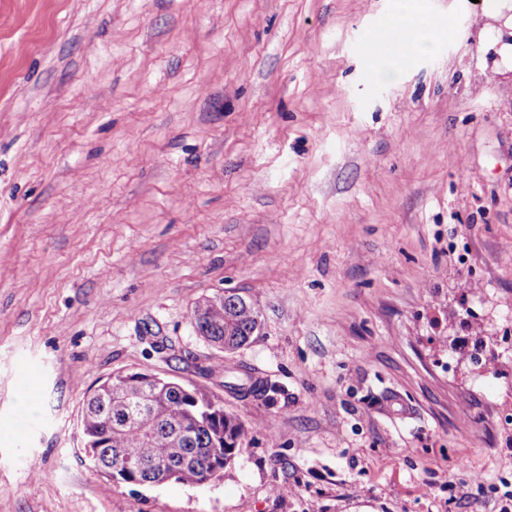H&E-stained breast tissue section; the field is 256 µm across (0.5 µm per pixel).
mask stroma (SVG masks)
I'll return each mask as SVG.
<instances>
[{
  "label": "stroma",
  "instance_id": "stroma-1",
  "mask_svg": "<svg viewBox=\"0 0 512 512\" xmlns=\"http://www.w3.org/2000/svg\"><path fill=\"white\" fill-rule=\"evenodd\" d=\"M411 2L450 27L387 82L394 0H0V512L512 505V366L467 358L512 336V72L482 0ZM131 371L243 420L222 480L106 489L83 400ZM258 323V311L242 297L207 298L195 306L192 314L194 329L206 341L223 348L225 352L247 345Z\"/></svg>",
  "mask_w": 512,
  "mask_h": 512
}]
</instances>
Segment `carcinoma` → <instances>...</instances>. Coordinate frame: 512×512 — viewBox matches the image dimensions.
<instances>
[{"mask_svg":"<svg viewBox=\"0 0 512 512\" xmlns=\"http://www.w3.org/2000/svg\"><path fill=\"white\" fill-rule=\"evenodd\" d=\"M258 323V311L242 297L207 298L192 314L194 329L226 352L247 345ZM80 423L82 438L90 445L88 460L104 472L111 488L159 483L167 469L175 470L176 483L200 485L213 466V445L221 444L228 468L245 435L243 422L218 414L201 391L193 388L186 395L166 379L155 395L150 384L132 376L120 392H113L107 381L95 390Z\"/></svg>","mask_w":512,"mask_h":512,"instance_id":"obj_1","label":"carcinoma"}]
</instances>
